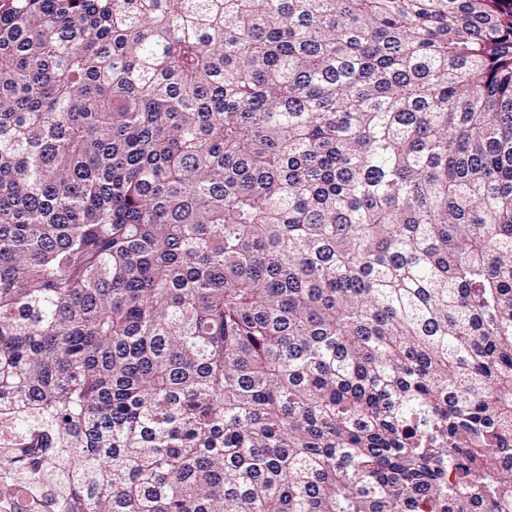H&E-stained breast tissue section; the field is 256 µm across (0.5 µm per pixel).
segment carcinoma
I'll use <instances>...</instances> for the list:
<instances>
[{"mask_svg": "<svg viewBox=\"0 0 512 512\" xmlns=\"http://www.w3.org/2000/svg\"><path fill=\"white\" fill-rule=\"evenodd\" d=\"M14 512H512V0H0Z\"/></svg>", "mask_w": 512, "mask_h": 512, "instance_id": "1", "label": "carcinoma"}]
</instances>
